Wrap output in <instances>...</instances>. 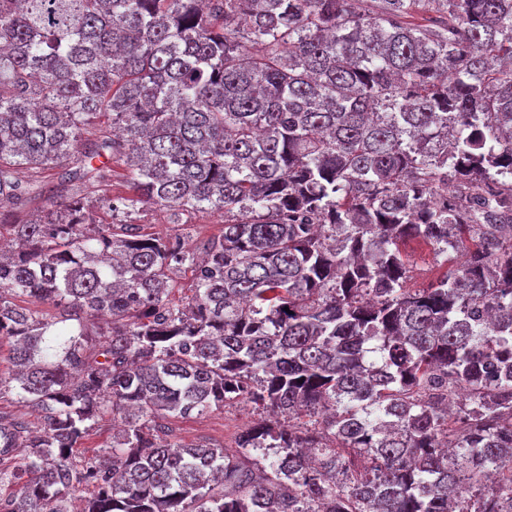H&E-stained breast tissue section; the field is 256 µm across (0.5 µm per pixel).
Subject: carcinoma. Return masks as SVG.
<instances>
[{
    "mask_svg": "<svg viewBox=\"0 0 512 512\" xmlns=\"http://www.w3.org/2000/svg\"><path fill=\"white\" fill-rule=\"evenodd\" d=\"M507 176L512 0H0V512H512ZM187 224H168L167 212L148 207L138 218L140 232L143 234L179 235L187 246L195 248L202 241L219 235L224 229V216L213 213H196L191 217L183 216ZM403 250L409 263V288H426L445 271L444 257H436L429 246L411 241L403 246ZM257 413L250 404L234 402L225 408L202 415L172 418L169 420V426L181 444L208 442L230 447L234 445L239 431L260 417ZM112 437V420L110 417L104 418L99 427L85 441L84 447L79 450L80 454L85 457H95L101 454V450Z\"/></svg>",
    "mask_w": 512,
    "mask_h": 512,
    "instance_id": "obj_1",
    "label": "carcinoma"
}]
</instances>
